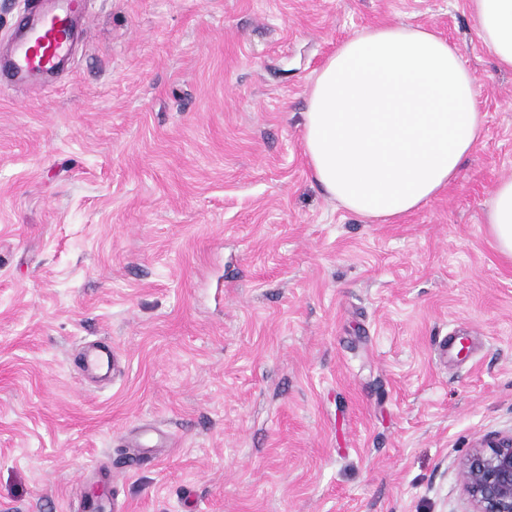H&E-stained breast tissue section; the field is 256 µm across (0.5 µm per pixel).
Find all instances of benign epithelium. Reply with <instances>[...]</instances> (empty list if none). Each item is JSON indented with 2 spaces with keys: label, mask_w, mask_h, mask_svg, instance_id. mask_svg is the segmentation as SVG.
<instances>
[{
  "label": "benign epithelium",
  "mask_w": 512,
  "mask_h": 512,
  "mask_svg": "<svg viewBox=\"0 0 512 512\" xmlns=\"http://www.w3.org/2000/svg\"><path fill=\"white\" fill-rule=\"evenodd\" d=\"M460 478L471 512H512V434L474 446L461 463Z\"/></svg>",
  "instance_id": "1"
}]
</instances>
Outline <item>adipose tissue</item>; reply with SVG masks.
I'll return each instance as SVG.
<instances>
[{"label":"adipose tissue","instance_id":"ef3b65f1","mask_svg":"<svg viewBox=\"0 0 512 512\" xmlns=\"http://www.w3.org/2000/svg\"><path fill=\"white\" fill-rule=\"evenodd\" d=\"M479 36L512 69V0H470ZM304 151L315 182L348 211L401 217L448 188L482 135L475 78L431 30L380 26L340 42L312 81ZM486 219L512 259V178Z\"/></svg>","mask_w":512,"mask_h":512}]
</instances>
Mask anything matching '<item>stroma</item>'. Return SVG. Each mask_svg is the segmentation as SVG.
Instances as JSON below:
<instances>
[{
	"instance_id": "35a3bbf8",
	"label": "stroma",
	"mask_w": 512,
	"mask_h": 512,
	"mask_svg": "<svg viewBox=\"0 0 512 512\" xmlns=\"http://www.w3.org/2000/svg\"><path fill=\"white\" fill-rule=\"evenodd\" d=\"M53 87L0 88V512H71L92 461L128 512H469L459 464L512 431V69L470 0H88ZM448 40L483 134L457 180L381 222L312 179L302 114L337 44ZM465 331L471 351L438 359ZM105 338L106 385L74 359ZM486 219L498 250L512 259V178L492 190ZM165 438L157 429L141 428L135 439L128 443L127 448H134L129 451L124 464L128 470H138L148 459V448H159Z\"/></svg>"
}]
</instances>
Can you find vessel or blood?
I'll list each match as a JSON object with an SVG mask.
<instances>
[{"instance_id":"vessel-or-blood-1","label":"vessel or blood","mask_w":512,"mask_h":512,"mask_svg":"<svg viewBox=\"0 0 512 512\" xmlns=\"http://www.w3.org/2000/svg\"><path fill=\"white\" fill-rule=\"evenodd\" d=\"M88 15L86 0H52L41 4L37 0L28 13L15 25L17 35L12 43L8 63L0 68V75L18 82L25 78L56 70L68 58L77 34L86 32ZM120 368L118 355L112 346L105 345L85 350L81 369L86 373L109 376ZM163 435L154 428H141L132 441V449L125 458L127 469H139L148 459V451L160 447ZM101 491L91 494L85 488L74 492V512H127L112 487V468L104 463L92 466Z\"/></svg>"}]
</instances>
